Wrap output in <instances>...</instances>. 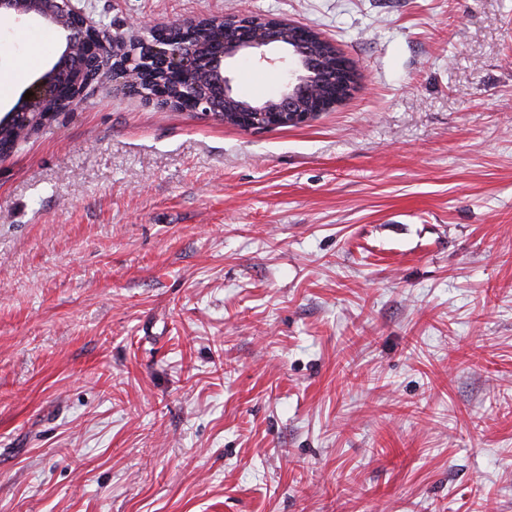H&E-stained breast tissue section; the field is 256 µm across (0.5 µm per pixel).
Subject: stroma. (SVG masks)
<instances>
[{
	"label": "stroma",
	"instance_id": "35a3bbf8",
	"mask_svg": "<svg viewBox=\"0 0 512 512\" xmlns=\"http://www.w3.org/2000/svg\"><path fill=\"white\" fill-rule=\"evenodd\" d=\"M77 6L302 25L358 82L245 131L107 75L0 158V512H512V0ZM49 29L0 17V118Z\"/></svg>",
	"mask_w": 512,
	"mask_h": 512
}]
</instances>
